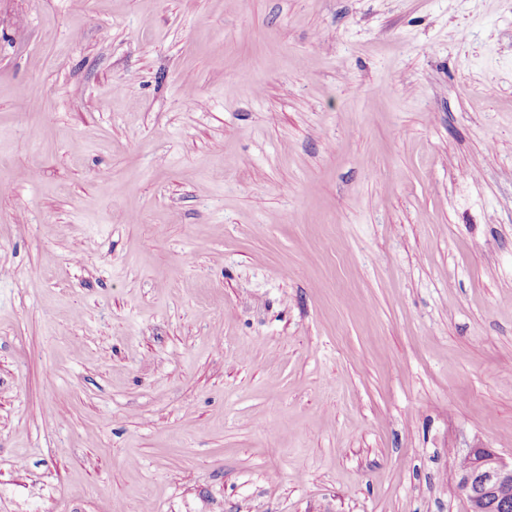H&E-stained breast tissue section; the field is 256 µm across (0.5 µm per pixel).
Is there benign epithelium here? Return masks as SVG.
I'll use <instances>...</instances> for the list:
<instances>
[{"label":"benign epithelium","instance_id":"benign-epithelium-1","mask_svg":"<svg viewBox=\"0 0 512 512\" xmlns=\"http://www.w3.org/2000/svg\"><path fill=\"white\" fill-rule=\"evenodd\" d=\"M469 467L459 472L458 486L468 512H481L483 502L498 498L512 488V461L488 448H473L467 454Z\"/></svg>","mask_w":512,"mask_h":512}]
</instances>
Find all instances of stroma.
<instances>
[{"label": "stroma", "mask_w": 512, "mask_h": 512, "mask_svg": "<svg viewBox=\"0 0 512 512\" xmlns=\"http://www.w3.org/2000/svg\"><path fill=\"white\" fill-rule=\"evenodd\" d=\"M0 512H467L512 458V0H0ZM464 458L469 467L459 472L458 486L469 512H481L488 499L499 498L512 488V460L507 462L488 448H473Z\"/></svg>", "instance_id": "35a3bbf8"}]
</instances>
